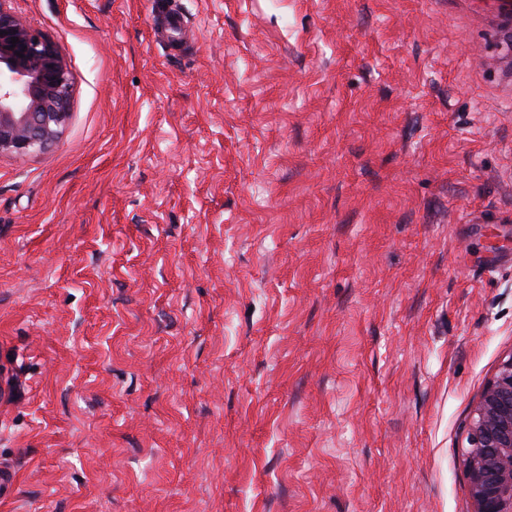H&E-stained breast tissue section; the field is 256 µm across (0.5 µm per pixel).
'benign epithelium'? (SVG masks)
Listing matches in <instances>:
<instances>
[{
    "mask_svg": "<svg viewBox=\"0 0 512 512\" xmlns=\"http://www.w3.org/2000/svg\"><path fill=\"white\" fill-rule=\"evenodd\" d=\"M0 0V154L45 150L70 117V72L54 43ZM17 43H11V39ZM463 464L472 512H512V353L467 428Z\"/></svg>",
    "mask_w": 512,
    "mask_h": 512,
    "instance_id": "1",
    "label": "benign epithelium"
}]
</instances>
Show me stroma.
I'll list each match as a JSON object with an SVG mask.
<instances>
[{"label": "stroma", "instance_id": "stroma-1", "mask_svg": "<svg viewBox=\"0 0 512 512\" xmlns=\"http://www.w3.org/2000/svg\"><path fill=\"white\" fill-rule=\"evenodd\" d=\"M10 0L70 118L0 155V512H471L512 354L498 0Z\"/></svg>", "mask_w": 512, "mask_h": 512}]
</instances>
